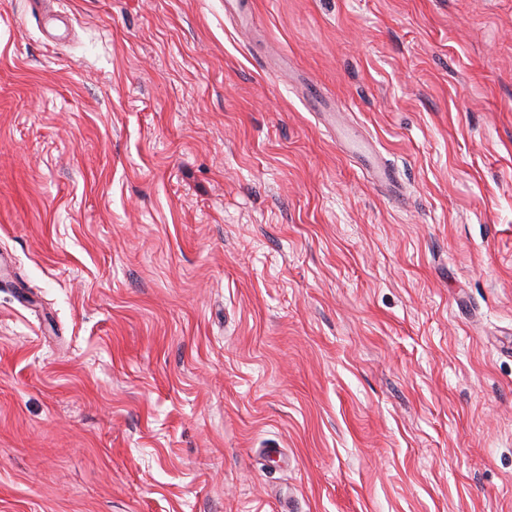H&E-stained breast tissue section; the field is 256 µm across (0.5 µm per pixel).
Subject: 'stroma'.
Masks as SVG:
<instances>
[{
  "mask_svg": "<svg viewBox=\"0 0 512 512\" xmlns=\"http://www.w3.org/2000/svg\"><path fill=\"white\" fill-rule=\"evenodd\" d=\"M240 7L0 0V512H512V0ZM341 141L347 155L371 175L373 184L399 197L395 170L369 140L362 138L355 131L346 130L342 133Z\"/></svg>",
  "mask_w": 512,
  "mask_h": 512,
  "instance_id": "stroma-1",
  "label": "stroma"
}]
</instances>
